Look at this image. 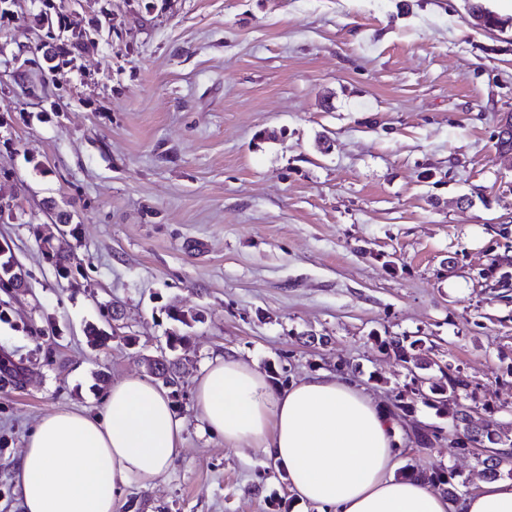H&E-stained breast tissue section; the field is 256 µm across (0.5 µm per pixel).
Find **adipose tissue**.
Returning a JSON list of instances; mask_svg holds the SVG:
<instances>
[{
    "instance_id": "1",
    "label": "adipose tissue",
    "mask_w": 512,
    "mask_h": 512,
    "mask_svg": "<svg viewBox=\"0 0 512 512\" xmlns=\"http://www.w3.org/2000/svg\"><path fill=\"white\" fill-rule=\"evenodd\" d=\"M193 398L205 430L283 470L315 512H512V477L482 481L452 510L425 479L397 475L400 429L350 378L319 373L280 388L229 355L206 365ZM183 428L166 388L138 375L112 384L103 413L43 416L18 465L24 512H124L128 486L167 472Z\"/></svg>"
}]
</instances>
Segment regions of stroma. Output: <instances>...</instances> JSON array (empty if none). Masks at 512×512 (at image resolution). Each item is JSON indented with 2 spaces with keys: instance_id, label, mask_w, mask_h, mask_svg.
I'll list each match as a JSON object with an SVG mask.
<instances>
[{
  "instance_id": "1",
  "label": "stroma",
  "mask_w": 512,
  "mask_h": 512,
  "mask_svg": "<svg viewBox=\"0 0 512 512\" xmlns=\"http://www.w3.org/2000/svg\"><path fill=\"white\" fill-rule=\"evenodd\" d=\"M54 2L52 41L38 0L0 15V244L28 276L0 290L22 369L0 382V512H22L41 417L100 412L161 354L185 429L133 512H296L282 475L198 418L195 382L228 354L281 385L352 376L396 420L403 468L476 489L430 388L460 369L512 437V28L473 25L466 0ZM60 212L79 226L67 277L43 251ZM390 336L425 339L423 396Z\"/></svg>"
}]
</instances>
